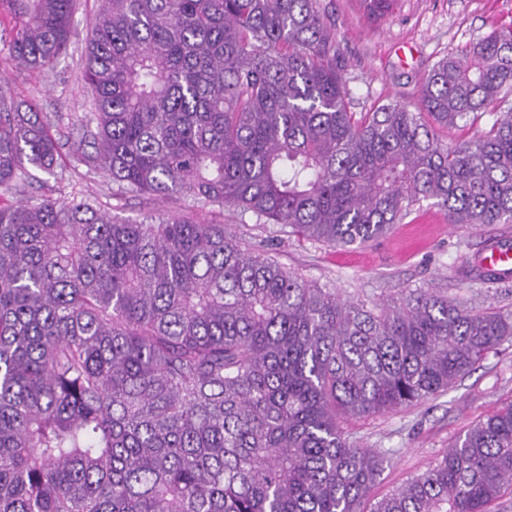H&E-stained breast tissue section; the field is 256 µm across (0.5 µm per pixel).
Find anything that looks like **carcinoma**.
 <instances>
[{"label":"carcinoma","instance_id":"carcinoma-1","mask_svg":"<svg viewBox=\"0 0 512 512\" xmlns=\"http://www.w3.org/2000/svg\"><path fill=\"white\" fill-rule=\"evenodd\" d=\"M380 17L395 0H362ZM75 0H0V49L41 73ZM77 163L328 247L423 201L512 224V29L425 76L419 107L349 110L321 0H101ZM493 112L443 142L440 128ZM37 101L0 88V188L51 173ZM512 337V312L437 288L343 298L222 224L120 221L74 196L0 204V512H493L512 496V402L360 509L383 459L341 422L425 402Z\"/></svg>","mask_w":512,"mask_h":512}]
</instances>
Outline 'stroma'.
<instances>
[{
  "mask_svg": "<svg viewBox=\"0 0 512 512\" xmlns=\"http://www.w3.org/2000/svg\"><path fill=\"white\" fill-rule=\"evenodd\" d=\"M327 21L347 66L352 111L377 103L417 106L422 80L443 57L457 53L491 32L512 26V0H396L385 20H367L357 0H322ZM99 0H76L73 36L54 69L32 73L0 52V88L36 100L57 117L64 131L72 115L92 111L93 97L81 79L88 24ZM72 141L60 142L54 174H39L27 184V198L88 196L110 207L114 216L143 221L162 214H183L254 245L273 242L278 262L305 279L336 286L345 297L386 300L402 288H440L449 298L476 310L512 311V279L488 286L463 276V259L475 258L487 239H512V224H446L442 212L422 203L393 233L361 247H326L294 235L290 228L259 224L231 207H187L178 196L119 195L114 186L74 159ZM512 401V339L489 353L447 391L419 405L364 418L343 427L349 439L386 454L383 470L365 499L373 505L422 473L474 424L494 408Z\"/></svg>",
  "mask_w": 512,
  "mask_h": 512,
  "instance_id": "1",
  "label": "stroma"
}]
</instances>
